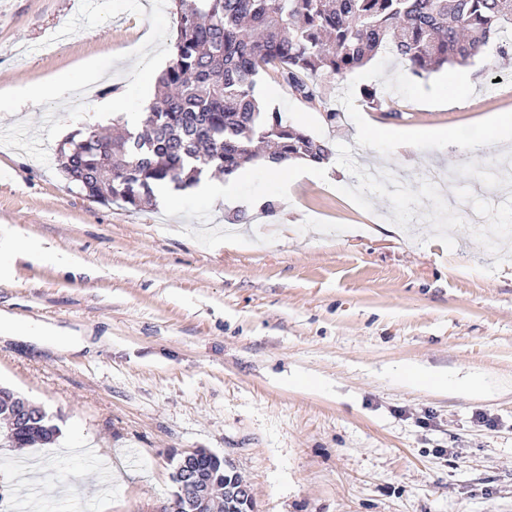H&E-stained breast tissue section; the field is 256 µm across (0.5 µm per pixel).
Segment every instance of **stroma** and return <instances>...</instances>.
Listing matches in <instances>:
<instances>
[{
	"label": "stroma",
	"mask_w": 512,
	"mask_h": 512,
	"mask_svg": "<svg viewBox=\"0 0 512 512\" xmlns=\"http://www.w3.org/2000/svg\"><path fill=\"white\" fill-rule=\"evenodd\" d=\"M87 3L0 0V313L88 339H0V385L61 431L0 448V477L35 512H156L171 455L206 448L232 461L255 512H512V184L487 185L512 151L486 132L512 113V58L488 46L461 106L448 72L385 57L319 76L321 109L263 80L262 101L330 141L327 165L287 187L257 161L231 201L195 185L135 211L90 200L57 157L77 130L111 132L112 114L17 96L91 64L93 99L127 117L152 103L171 0ZM148 31L160 46L141 58ZM370 124L453 140L401 151L358 140ZM408 364L493 386L416 389L396 378Z\"/></svg>",
	"instance_id": "1"
}]
</instances>
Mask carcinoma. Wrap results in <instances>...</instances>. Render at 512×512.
Returning <instances> with one entry per match:
<instances>
[{
	"instance_id": "obj_1",
	"label": "carcinoma",
	"mask_w": 512,
	"mask_h": 512,
	"mask_svg": "<svg viewBox=\"0 0 512 512\" xmlns=\"http://www.w3.org/2000/svg\"><path fill=\"white\" fill-rule=\"evenodd\" d=\"M177 36L169 66L158 77L157 102L106 138L87 128L59 148L61 168L89 198L120 200L134 210L156 186H190L216 168L229 176L272 148L275 164L322 163L329 142L288 125L256 93L265 77L311 106L323 100L313 80L344 76L390 54L416 76L443 67H466L493 38L497 51L512 48V0H173ZM22 400L0 388V420ZM60 430L46 411L0 433L1 448L52 445ZM197 472L224 490L220 512H243L234 490L241 476L228 460L201 454Z\"/></svg>"
}]
</instances>
